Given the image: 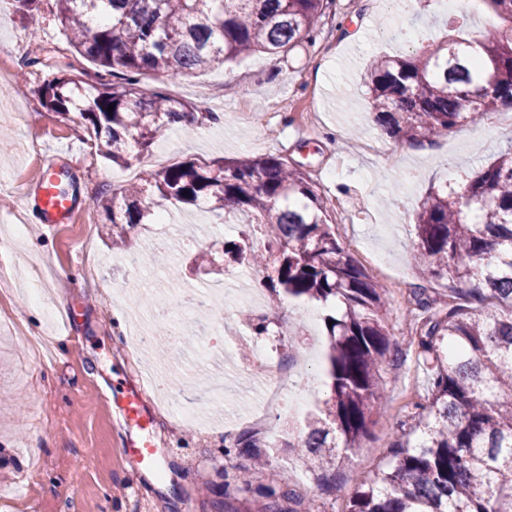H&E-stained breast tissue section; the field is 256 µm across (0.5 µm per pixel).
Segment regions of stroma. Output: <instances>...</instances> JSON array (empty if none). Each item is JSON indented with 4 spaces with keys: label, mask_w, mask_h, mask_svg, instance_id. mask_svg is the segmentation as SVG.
Masks as SVG:
<instances>
[{
    "label": "stroma",
    "mask_w": 512,
    "mask_h": 512,
    "mask_svg": "<svg viewBox=\"0 0 512 512\" xmlns=\"http://www.w3.org/2000/svg\"><path fill=\"white\" fill-rule=\"evenodd\" d=\"M512 33L489 0H457L446 11L440 0H334L312 40L285 55L257 53L177 82L145 76L144 86L192 103L218 118L191 131L170 132L151 153L130 166L106 159L87 130L65 124L42 106L38 89L45 75L31 69L18 78L11 64L1 81L0 133L11 141L0 154V251L11 258L0 309V512H217L211 485L252 465L250 455L225 451V440L252 433L270 467L255 472L248 499L287 480L314 512H345L358 483L373 478L391 458L390 445L412 405L426 393L427 376L416 360L419 325L407 319L416 309V288L435 306L448 302L450 285L422 284L412 242L413 214L432 189L462 188L501 150L512 146V111L464 123L434 142L417 144L388 137L369 113L365 75L373 55L419 54L454 38L474 42L488 32ZM69 145L54 155L56 168L71 176L78 210L72 223L39 226L25 194L40 177V155L50 143ZM283 156L301 165L316 184L328 223L342 248L384 289L393 328L382 371L388 397L368 426L359 448L338 463L332 481L299 467L288 440L304 429L305 417L289 418L279 405L263 426L250 421L257 399L241 391L218 400L201 379L224 375L223 345L214 336L231 331L253 342L238 309L211 298L210 285L224 282L261 297L268 331L261 339L299 373L301 383L320 382L312 405L326 398V330L320 305L280 302L261 287L264 272L190 269L180 242L193 228L198 245L226 239L203 207L179 209L160 203L165 215L157 232L170 243L169 263H151L145 237H137L145 260L130 269L113 251L96 195L193 158ZM41 286L39 301L30 290ZM164 295L162 310L136 305L144 293ZM76 310L71 334H61L63 315L55 294ZM128 314L113 321V310ZM164 330L166 348L130 365V332ZM166 377L180 408L197 413L210 437H181L178 427L157 421L151 437L164 448V480L134 476L123 464L128 431L112 405L114 387Z\"/></svg>",
    "instance_id": "stroma-1"
}]
</instances>
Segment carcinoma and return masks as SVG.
I'll use <instances>...</instances> for the list:
<instances>
[{
  "label": "carcinoma",
  "instance_id": "1",
  "mask_svg": "<svg viewBox=\"0 0 512 512\" xmlns=\"http://www.w3.org/2000/svg\"><path fill=\"white\" fill-rule=\"evenodd\" d=\"M13 2L30 22L23 65L47 73L43 106L85 126L113 163L128 166L168 132L214 117L144 88L141 75L175 81L254 52L287 53L313 37L334 0H54L63 47L41 37L42 0ZM470 49L478 56L443 42L426 57L369 59L376 125L393 138L431 142L511 102L512 36L490 32ZM101 196L114 250L132 252V234L149 223L155 200H204L219 221L260 226L224 243L231 261L255 272L274 266L270 288L285 298L339 302L342 315L325 317L330 393L286 447L324 473L359 447L384 409L386 300L340 246L300 166L272 155L186 160L146 169L138 182ZM414 224L422 278L454 284L457 303L434 312L418 303L427 313L416 356L431 371L428 394L392 442L388 466L360 483L347 512H512V147L463 192H430ZM283 486L259 503L218 501V512H287Z\"/></svg>",
  "mask_w": 512,
  "mask_h": 512
}]
</instances>
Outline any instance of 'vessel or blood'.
Segmentation results:
<instances>
[{
    "label": "vessel or blood",
    "mask_w": 512,
    "mask_h": 512,
    "mask_svg": "<svg viewBox=\"0 0 512 512\" xmlns=\"http://www.w3.org/2000/svg\"><path fill=\"white\" fill-rule=\"evenodd\" d=\"M31 199L38 221L44 227L68 223L74 211V198L59 190L57 170L52 165L47 166L36 182ZM112 402L132 430L124 450L125 463L141 475L159 474L162 452L149 435L153 416L146 407L142 388L123 389L113 395Z\"/></svg>",
    "instance_id": "b4317fda"
}]
</instances>
